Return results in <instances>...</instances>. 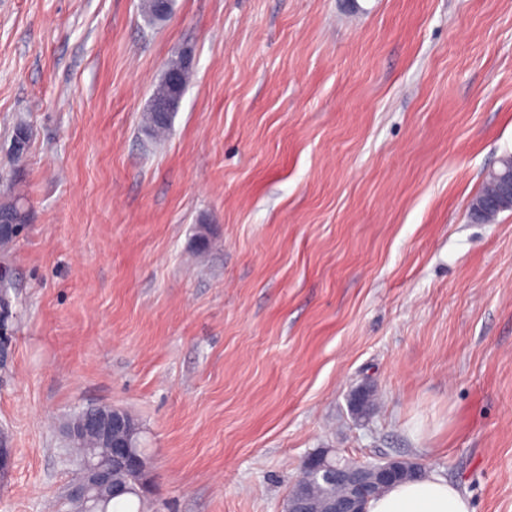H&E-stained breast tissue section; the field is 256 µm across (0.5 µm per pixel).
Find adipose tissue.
Listing matches in <instances>:
<instances>
[{
    "label": "adipose tissue",
    "instance_id": "1",
    "mask_svg": "<svg viewBox=\"0 0 512 512\" xmlns=\"http://www.w3.org/2000/svg\"><path fill=\"white\" fill-rule=\"evenodd\" d=\"M368 512H475L470 497L445 478L429 474L389 486L368 503Z\"/></svg>",
    "mask_w": 512,
    "mask_h": 512
}]
</instances>
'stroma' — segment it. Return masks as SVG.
<instances>
[{
	"instance_id": "obj_1",
	"label": "stroma",
	"mask_w": 512,
	"mask_h": 512,
	"mask_svg": "<svg viewBox=\"0 0 512 512\" xmlns=\"http://www.w3.org/2000/svg\"><path fill=\"white\" fill-rule=\"evenodd\" d=\"M141 4L0 0V193L29 213L0 512H56L90 406L142 426L148 512H283L319 448L512 512V210L469 213L512 155V0ZM168 69L174 70L178 73V77L176 74L169 75V81L170 83L178 84L179 78V86L178 88H174L167 81H163L158 85L155 92L153 93L154 96L152 101L160 99H169L174 101L173 108L162 121H158L155 116L147 112L146 130L148 134L155 140H161L169 133L172 127L174 114L177 112L184 91L186 90L193 77L192 69L183 67L181 65L180 59L176 55L173 59H171Z\"/></svg>"
}]
</instances>
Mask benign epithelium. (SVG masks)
<instances>
[{"mask_svg": "<svg viewBox=\"0 0 512 512\" xmlns=\"http://www.w3.org/2000/svg\"><path fill=\"white\" fill-rule=\"evenodd\" d=\"M497 180V193L488 200H477L472 211L483 213L489 209L512 210V159L504 164V171H490ZM137 425L123 410L113 407L86 409L64 427L71 448L84 449L80 461L82 479L67 488L69 499L86 505V512H96L95 506L103 492L120 495L126 487L115 479L123 470H136L141 479L139 488L146 493L151 479V467L132 451V439ZM104 450L107 462L94 461L96 451ZM322 479L336 481L350 488V493L318 509L312 502L311 492L299 488L288 496L287 512H365L371 496L387 487L397 477L408 473L398 459L376 462H330L327 456L316 460Z\"/></svg>", "mask_w": 512, "mask_h": 512, "instance_id": "1", "label": "benign epithelium"}]
</instances>
